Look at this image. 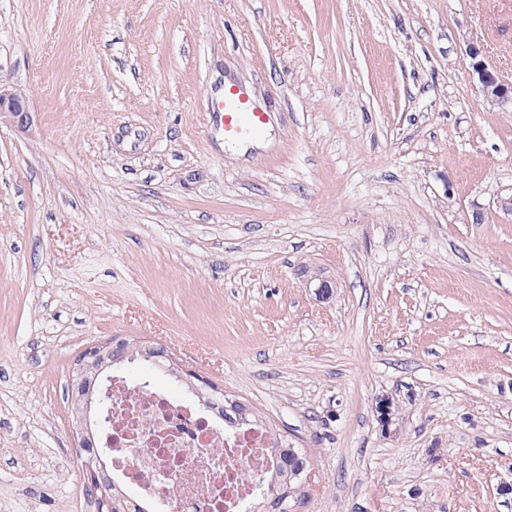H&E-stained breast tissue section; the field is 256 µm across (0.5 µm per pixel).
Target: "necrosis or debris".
Masks as SVG:
<instances>
[{
    "label": "necrosis or debris",
    "mask_w": 512,
    "mask_h": 512,
    "mask_svg": "<svg viewBox=\"0 0 512 512\" xmlns=\"http://www.w3.org/2000/svg\"><path fill=\"white\" fill-rule=\"evenodd\" d=\"M112 469L167 512H237L271 466L260 427L223 431L217 413L126 378L112 382ZM251 477H244V470Z\"/></svg>",
    "instance_id": "4bbe7bcc"
}]
</instances>
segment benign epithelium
Segmentation results:
<instances>
[{"instance_id":"1","label":"benign epithelium","mask_w":512,"mask_h":512,"mask_svg":"<svg viewBox=\"0 0 512 512\" xmlns=\"http://www.w3.org/2000/svg\"><path fill=\"white\" fill-rule=\"evenodd\" d=\"M466 66L476 76L478 92L485 104L502 110L512 109V81L490 66L482 50L473 43L466 50ZM3 116L20 126L28 120L22 99L0 88V118ZM114 350L110 339L96 344L84 351L72 370V377L76 378L74 390L78 447L87 453L85 466L90 472L94 490L100 492L101 508L106 512H112L116 505L112 502V478L106 473L102 459L105 450L95 447L94 434L102 425L106 398L104 390L95 388V385L102 377L112 379L108 372L113 365L119 363V360L112 359ZM375 411L382 428L391 432L399 412L393 399L388 396L379 398L375 403Z\"/></svg>"}]
</instances>
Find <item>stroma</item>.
I'll list each match as a JSON object with an SVG mask.
<instances>
[{"instance_id": "stroma-1", "label": "stroma", "mask_w": 512, "mask_h": 512, "mask_svg": "<svg viewBox=\"0 0 512 512\" xmlns=\"http://www.w3.org/2000/svg\"><path fill=\"white\" fill-rule=\"evenodd\" d=\"M470 41L512 79V0H0V512H101L71 371L115 336L304 449L299 512H512V110ZM466 66L477 78V88L485 104L498 109H512V81L506 79L484 59L482 50L469 44ZM3 116L9 117L20 126H24L28 120V112H26L22 99L0 88V119ZM215 116L223 126L224 142L237 145L256 138L264 131L267 114L252 109L243 93L229 89Z\"/></svg>"}]
</instances>
